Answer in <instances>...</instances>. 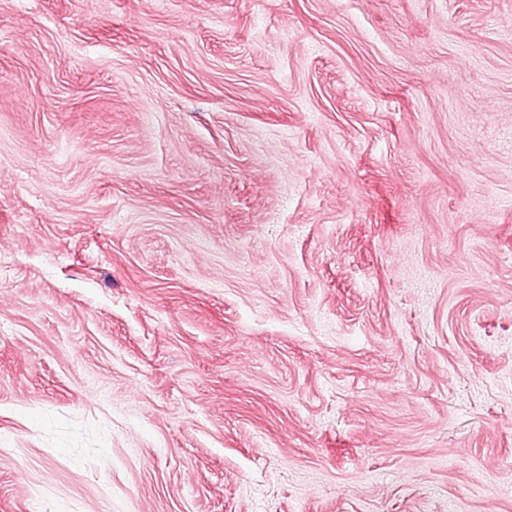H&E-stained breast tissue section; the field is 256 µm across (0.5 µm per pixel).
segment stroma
Listing matches in <instances>:
<instances>
[{
	"mask_svg": "<svg viewBox=\"0 0 512 512\" xmlns=\"http://www.w3.org/2000/svg\"><path fill=\"white\" fill-rule=\"evenodd\" d=\"M0 512H512V0H0Z\"/></svg>",
	"mask_w": 512,
	"mask_h": 512,
	"instance_id": "stroma-1",
	"label": "stroma"
}]
</instances>
